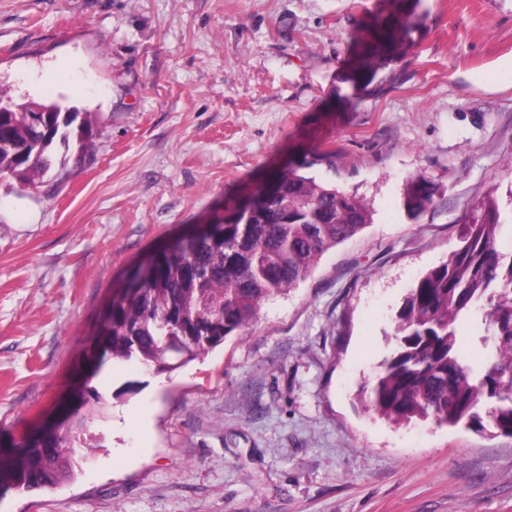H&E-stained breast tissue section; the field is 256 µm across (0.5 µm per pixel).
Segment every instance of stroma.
<instances>
[{
    "label": "stroma",
    "mask_w": 512,
    "mask_h": 512,
    "mask_svg": "<svg viewBox=\"0 0 512 512\" xmlns=\"http://www.w3.org/2000/svg\"><path fill=\"white\" fill-rule=\"evenodd\" d=\"M392 0H0L12 103L96 113L62 178H0V448L96 389L60 488L0 512H512V437L396 425L357 393L409 289L512 187V0H420L375 82L344 80ZM369 228L203 358L160 374L88 350L128 271L302 160ZM438 187L416 219L407 179Z\"/></svg>",
    "instance_id": "1"
}]
</instances>
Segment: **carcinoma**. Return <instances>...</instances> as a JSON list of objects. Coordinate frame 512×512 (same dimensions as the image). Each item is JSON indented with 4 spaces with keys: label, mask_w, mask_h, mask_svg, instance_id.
Masks as SVG:
<instances>
[{
    "label": "carcinoma",
    "mask_w": 512,
    "mask_h": 512,
    "mask_svg": "<svg viewBox=\"0 0 512 512\" xmlns=\"http://www.w3.org/2000/svg\"><path fill=\"white\" fill-rule=\"evenodd\" d=\"M408 31L390 16L346 76L353 93L370 92ZM0 91V176L30 185L55 172L58 150L77 136L93 151V119L55 102L4 104ZM43 111L33 112L31 108ZM317 160L290 165L252 194V223L236 211L204 233L178 239L157 254L148 280L132 273L125 299L112 308L96 346L117 362L137 361L172 372L209 353L254 321L261 304L299 286L322 256L373 223L370 205L354 193L316 182L305 170ZM435 184L418 176L404 185L407 214L434 202ZM512 190L508 205L492 191L477 202L447 260L428 269L404 298L394 325L395 345L360 392L366 409L396 424L432 420L439 426L491 427L512 437ZM479 314L488 347L480 368L466 362L455 326ZM59 425L0 449V478L26 489L56 488L74 479L75 443L84 420L104 409L97 391Z\"/></svg>",
    "instance_id": "cac0c4a2"
}]
</instances>
